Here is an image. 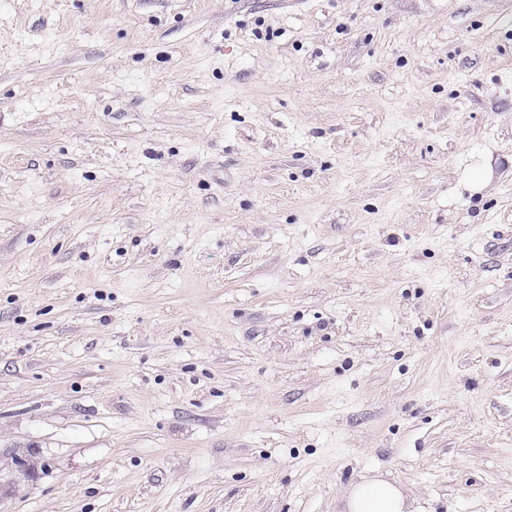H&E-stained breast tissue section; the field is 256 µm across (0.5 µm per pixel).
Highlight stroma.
<instances>
[{
    "instance_id": "obj_1",
    "label": "stroma",
    "mask_w": 512,
    "mask_h": 512,
    "mask_svg": "<svg viewBox=\"0 0 512 512\" xmlns=\"http://www.w3.org/2000/svg\"><path fill=\"white\" fill-rule=\"evenodd\" d=\"M371 477L512 512V0H0V512Z\"/></svg>"
}]
</instances>
